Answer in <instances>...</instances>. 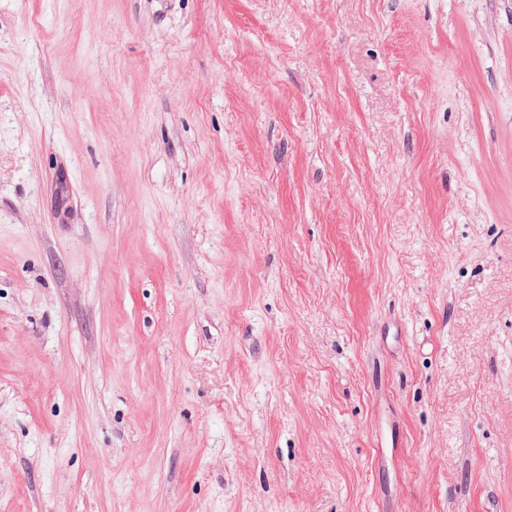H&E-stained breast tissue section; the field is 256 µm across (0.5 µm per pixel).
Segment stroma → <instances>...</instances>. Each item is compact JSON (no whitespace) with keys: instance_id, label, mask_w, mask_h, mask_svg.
Returning <instances> with one entry per match:
<instances>
[{"instance_id":"stroma-1","label":"stroma","mask_w":512,"mask_h":512,"mask_svg":"<svg viewBox=\"0 0 512 512\" xmlns=\"http://www.w3.org/2000/svg\"><path fill=\"white\" fill-rule=\"evenodd\" d=\"M0 512H512V0H0Z\"/></svg>"}]
</instances>
